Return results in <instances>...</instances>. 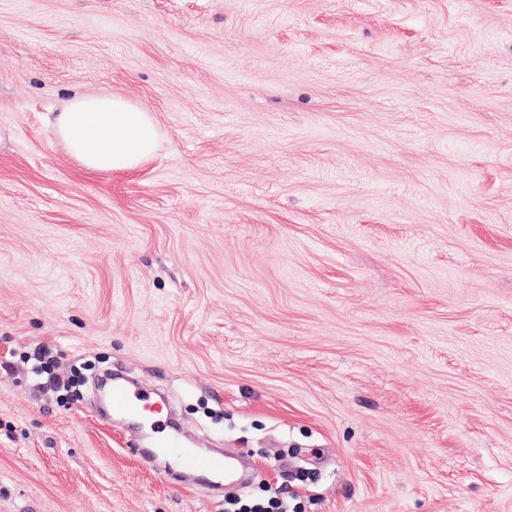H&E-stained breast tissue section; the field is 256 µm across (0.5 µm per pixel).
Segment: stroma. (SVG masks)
Listing matches in <instances>:
<instances>
[{
    "mask_svg": "<svg viewBox=\"0 0 512 512\" xmlns=\"http://www.w3.org/2000/svg\"><path fill=\"white\" fill-rule=\"evenodd\" d=\"M74 90L155 156L79 166ZM155 423L245 503L512 512V0H0V512H224ZM48 118L66 153L93 172H125L147 162L161 135L150 114L118 94L74 91ZM144 401V404L139 402ZM110 405L112 413L120 416L138 420L143 416V412L152 404L150 397L140 393H132L128 385L123 382H115L112 384L110 391ZM157 445L159 448H170L178 466L186 473L211 476L218 480L224 476L231 479L236 473V464L232 457L221 452L201 453L194 448L181 445L177 438H167L163 435H158Z\"/></svg>",
    "mask_w": 512,
    "mask_h": 512,
    "instance_id": "obj_1",
    "label": "stroma"
}]
</instances>
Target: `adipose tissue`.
I'll return each mask as SVG.
<instances>
[{"mask_svg": "<svg viewBox=\"0 0 512 512\" xmlns=\"http://www.w3.org/2000/svg\"><path fill=\"white\" fill-rule=\"evenodd\" d=\"M49 122L66 153L93 172L137 169L161 141L152 115L118 94L72 92Z\"/></svg>", "mask_w": 512, "mask_h": 512, "instance_id": "obj_1", "label": "adipose tissue"}]
</instances>
